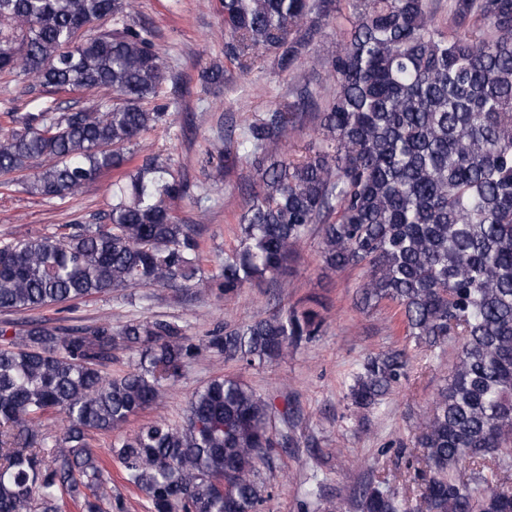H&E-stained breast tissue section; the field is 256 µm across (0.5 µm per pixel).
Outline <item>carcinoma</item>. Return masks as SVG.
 Wrapping results in <instances>:
<instances>
[{"label": "carcinoma", "mask_w": 512, "mask_h": 512, "mask_svg": "<svg viewBox=\"0 0 512 512\" xmlns=\"http://www.w3.org/2000/svg\"><path fill=\"white\" fill-rule=\"evenodd\" d=\"M224 63L201 74L220 85L227 66L271 63L300 79L279 103L224 140V167L256 181L224 254V294L276 282L312 233L323 264L364 270L357 306L393 308L415 346L460 337L452 375L418 425L421 493L372 482L357 512H512V0H220ZM128 0H0V73L47 91L110 88L108 112L10 115L0 128V175L24 174L25 193L66 197L110 171L106 224L61 238L0 244V312H27L128 288L203 284L200 234L170 204L185 186L168 160L134 163L127 147L170 120L148 109L166 80L148 27L102 32ZM343 28L335 53L312 46ZM315 121L305 155L288 142ZM313 309L280 308L208 332L204 345L156 316L52 326L30 319L0 329V512H105L112 462L149 512H261L270 495L259 467L288 437L273 407L231 376L191 397L184 422L144 423L113 442L92 436L158 404L201 347L244 367L272 363L320 334ZM139 354L112 374L113 350ZM407 347L366 357L351 404L381 405L407 376ZM66 426L48 450L45 421ZM472 464L467 474L459 466Z\"/></svg>", "instance_id": "obj_1"}]
</instances>
